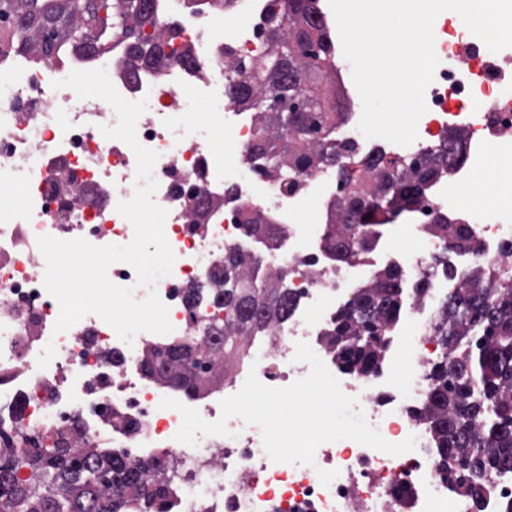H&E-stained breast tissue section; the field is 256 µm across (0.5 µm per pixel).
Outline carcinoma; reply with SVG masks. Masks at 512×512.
<instances>
[{
  "label": "carcinoma",
  "mask_w": 512,
  "mask_h": 512,
  "mask_svg": "<svg viewBox=\"0 0 512 512\" xmlns=\"http://www.w3.org/2000/svg\"><path fill=\"white\" fill-rule=\"evenodd\" d=\"M154 0H99L93 15L84 0H0V43L43 56L95 53L101 45H124L121 63L162 67L185 55L173 42L157 36ZM315 0H270L265 24L271 51L251 63L231 62L224 87L238 104L258 110V128L250 149L265 176L282 166L296 172L336 167L347 197L345 223L328 228L323 247L344 262L368 249L376 227L392 222L419 203L425 190L448 173V156L410 164L401 158H378L374 174L355 180L325 141L344 118L340 104L329 100L324 83L335 68L323 29L314 21ZM93 25L99 39L86 48L83 34ZM151 32H146V28ZM249 235L273 238L276 228L245 214ZM429 235L460 246L468 241L465 224L441 211ZM485 273L473 272L465 286L441 306L440 343L445 354L434 363L431 386L419 410L442 467L455 473L454 487L471 499L482 496L492 469L512 470V277L484 288ZM214 280L224 288L212 294L224 306V327L212 336L223 344L224 358L240 351L243 336H263L288 320L295 298L282 271L253 274L236 251L224 254ZM402 277L387 268L357 289L324 332L326 344L345 371L370 375L379 371L390 333L403 301ZM456 370L448 372V359ZM144 372L171 383L194 398L210 385L213 360L204 348L173 339L143 359ZM30 469L20 481V468ZM161 456L132 465L108 448L73 446L59 432L51 447L29 444L26 433L0 429V512H164L171 480Z\"/></svg>",
  "instance_id": "1"
}]
</instances>
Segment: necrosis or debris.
<instances>
[{"mask_svg":"<svg viewBox=\"0 0 512 512\" xmlns=\"http://www.w3.org/2000/svg\"><path fill=\"white\" fill-rule=\"evenodd\" d=\"M266 9L267 0H235L236 20L229 25L223 0H157L159 32L176 31L175 47L191 49L193 58L133 75L110 52L39 64L24 52H0V426L20 425L34 438L63 430L85 448H119L132 464L166 457L177 478L169 512H503L512 504V473L488 472L481 501L461 495L449 487L412 413L427 392L431 365L444 353L436 328L438 303L449 284H462L474 268L512 263V205L481 215L457 205L468 219L469 246L452 249L436 239L418 250L399 244L425 236L436 213L447 208L449 189L468 194L473 170L484 159L512 155V50L491 52L460 20L434 23L440 63L426 92L428 111L409 146L366 138L358 129L359 94L351 72H335L346 117L334 139L337 146H353L358 165L380 155L421 160L442 144L463 145L467 155L449 169L446 183L425 194L408 223L376 236L388 265L398 267L414 289L380 371L339 378L387 441L412 435L415 450L391 456L340 440L321 445L314 466L275 463L257 426L233 419L231 436H202L190 446L175 439L180 413L159 406L162 398H180L203 419L217 420L221 400L239 391L248 373L270 387L305 376L308 365L293 360L300 341L335 370L320 335L356 281L370 275L361 260L340 266L323 250L325 227L337 223L345 196L334 168L297 174L292 189L286 177L258 174L248 159L255 115L225 94L224 75L231 58L253 60L269 51ZM228 47L233 57L225 56ZM98 68L123 98L148 102L136 133L159 154L155 199L168 211L164 231L176 259L157 291L169 307L174 335L200 346L208 343L212 327L223 326V307L206 296L188 300L187 294L212 287L210 274L228 249L249 268L286 270L297 297L288 321L267 335L248 337L247 363L200 398L182 397L178 388H161L142 376L141 358L160 335L141 332L127 344L94 314L67 332L53 331L59 305L43 287L38 237L125 245L134 235L116 206L134 192L136 156L99 130L115 125L113 109L52 86L72 70ZM202 101L209 111H197ZM206 202L211 219L195 223ZM246 210L273 217L281 227L274 249L247 235L240 220ZM421 284L426 293L418 292ZM321 468L338 470L330 486L321 484Z\"/></svg>","mask_w":512,"mask_h":512,"instance_id":"obj_1","label":"necrosis or debris"}]
</instances>
